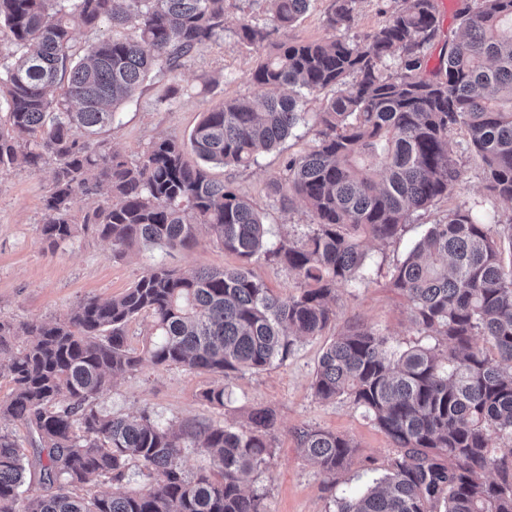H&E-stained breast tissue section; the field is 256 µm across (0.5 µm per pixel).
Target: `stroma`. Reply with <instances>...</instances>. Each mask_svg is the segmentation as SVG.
<instances>
[{"label": "stroma", "instance_id": "obj_1", "mask_svg": "<svg viewBox=\"0 0 512 512\" xmlns=\"http://www.w3.org/2000/svg\"><path fill=\"white\" fill-rule=\"evenodd\" d=\"M403 0H361L354 23L345 36L359 48H367L371 35ZM269 21L266 0H226L224 34L196 54L178 78L153 75L131 100L120 106L105 136L126 157L137 158L152 142L165 137L187 141L203 112L234 98L253 96L252 73L262 56L238 40L242 22ZM186 93L170 99L172 87ZM333 89L306 95L301 123L276 150L265 154L259 165L248 168L216 166L212 176L248 199L262 215L267 237L276 242L299 237L312 216L300 203L282 210L275 202L271 183L286 155H300L315 143L316 113L321 112ZM449 147L461 175L454 191L428 211L413 217L394 238L366 241L367 279L336 287V318L322 336L300 341L288 358L260 372L231 377L223 407L207 404L202 394L218 384L217 376L179 366L161 368L143 363L119 377L110 392L98 401L102 413L126 415L148 409L162 425L210 421L234 428L251 425L255 408L266 407L276 415L278 429L273 454L267 463L245 477L246 490L261 494L264 512H337L341 499L364 492L380 477L394 452L391 440L356 410L348 400L322 401L311 384L318 359L334 336L358 323L381 330L390 344L404 350L430 344L411 324L410 309L402 293L391 284V272L406 257L429 224L457 207H470L488 224L512 218V202L489 194L484 164L470 149L461 128L448 133ZM52 165L34 171L17 165L0 172V318L17 323L50 321L82 299L108 300L131 287L158 262L181 271L200 267L237 265V258L219 245L201 239L189 250L166 252L156 245H137L120 259L112 247L86 234L73 243L49 249L38 236L43 198L51 184ZM302 427L324 429L347 436L356 444L352 463L336 477L325 476L308 460L297 443Z\"/></svg>", "mask_w": 512, "mask_h": 512}]
</instances>
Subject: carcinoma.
<instances>
[{"mask_svg": "<svg viewBox=\"0 0 512 512\" xmlns=\"http://www.w3.org/2000/svg\"><path fill=\"white\" fill-rule=\"evenodd\" d=\"M225 0H0V171L18 162L55 167L43 199L41 239L51 249L94 233L118 259L136 244L171 251L201 232L235 255L222 270L179 272L163 262L107 301L87 298L55 320L0 319V512H262L243 476L273 452L275 415L259 408L252 426L211 422L163 426L97 412L120 375L145 361L227 378L286 360L295 344L334 320L336 284L362 275V238L387 241L411 217L452 193L460 178L448 132L467 131L485 163L488 190L512 201V0H463L446 63L427 70L440 32L436 0H405L360 49L343 36L296 41L288 30L310 0H268L272 26L243 23L239 41L260 49L278 33L275 53L253 72L252 99L225 100L203 114L184 145L164 138L130 160L101 137L116 108L151 73L173 76L224 33ZM361 0H333L328 28L348 29ZM130 24L125 40L77 47L72 30ZM398 60L394 74L383 70ZM352 78L344 90L346 78ZM67 79V91H53ZM338 87L315 117L316 145L290 155L273 181L277 202L296 200L313 223L295 241H267L259 212L213 166L250 167L302 121L299 95ZM109 196L73 214L76 197ZM512 219L498 231L457 207L429 225L391 273L411 323L429 345L395 350L380 331L350 325L324 348L312 389L347 399L392 441L387 474L342 500L338 512H512ZM265 258L294 272L297 293L275 295L250 265ZM151 319L141 349L127 328ZM482 342H477V338ZM35 445L21 453L13 431ZM305 455L326 475L345 468L353 442L330 431H297ZM210 458L219 479L187 475L185 443ZM137 462L148 482L139 494L78 493L120 481ZM40 488L21 490L26 471Z\"/></svg>", "mask_w": 512, "mask_h": 512, "instance_id": "cac0c4a2", "label": "carcinoma"}]
</instances>
